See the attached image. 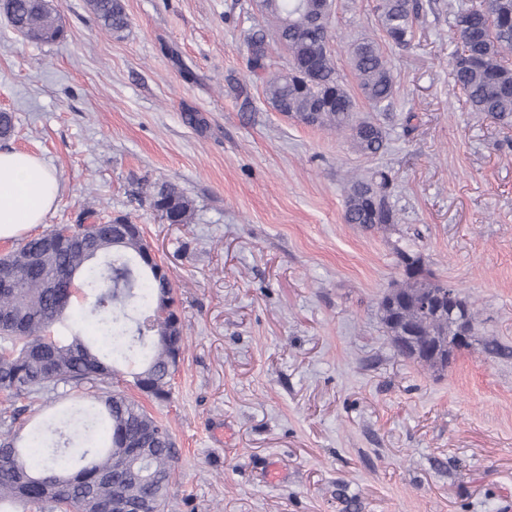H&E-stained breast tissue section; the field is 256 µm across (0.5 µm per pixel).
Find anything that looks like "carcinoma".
I'll return each mask as SVG.
<instances>
[{
  "instance_id": "obj_1",
  "label": "carcinoma",
  "mask_w": 512,
  "mask_h": 512,
  "mask_svg": "<svg viewBox=\"0 0 512 512\" xmlns=\"http://www.w3.org/2000/svg\"><path fill=\"white\" fill-rule=\"evenodd\" d=\"M6 19L23 37L55 43L64 32L49 0H7ZM100 27L119 35L128 27L122 0H87ZM323 0H261L260 15L288 54V67L270 71L264 29L246 39L250 69L278 112L336 132H346L358 152L374 156L387 145L385 130L364 118L336 69L329 48L330 18ZM378 23L389 43L408 47L416 35L415 0H379ZM456 26L466 49L452 53L451 76L474 112L512 125V0H495L492 15L475 0ZM360 94L377 112L396 94L381 46L364 39L351 51ZM389 176L353 182L344 212L347 224H396ZM149 207L172 224H189L191 201L172 183L142 192ZM58 228L35 235L6 256L15 285L0 288V512H112L133 503L140 512H162L176 475L179 452L168 427L123 390L104 391L90 404L58 409L33 422L24 436L25 401L59 397V387L84 392L108 379L132 378L142 395L170 400L174 374L186 349L175 293L162 265L151 257L142 230L122 240L118 227L88 224L73 233L86 243L50 248ZM399 278L383 292L381 320L394 354L443 371L453 353L478 343L495 358L512 348L475 333L472 302L428 268L412 273L406 260L422 259L397 248ZM78 284L93 301L78 307L63 285ZM465 334L469 342L457 344Z\"/></svg>"
}]
</instances>
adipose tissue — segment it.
I'll list each match as a JSON object with an SVG mask.
<instances>
[{
    "label": "adipose tissue",
    "mask_w": 512,
    "mask_h": 512,
    "mask_svg": "<svg viewBox=\"0 0 512 512\" xmlns=\"http://www.w3.org/2000/svg\"><path fill=\"white\" fill-rule=\"evenodd\" d=\"M59 194V179L41 158L0 151V240L20 237L44 223Z\"/></svg>",
    "instance_id": "adipose-tissue-1"
}]
</instances>
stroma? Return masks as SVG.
I'll list each match as a JSON object with an SVG mask.
<instances>
[{
    "mask_svg": "<svg viewBox=\"0 0 512 512\" xmlns=\"http://www.w3.org/2000/svg\"><path fill=\"white\" fill-rule=\"evenodd\" d=\"M469 0H418L380 114L387 151L276 112L243 43L252 0H123L104 33L86 0H52L41 44L0 16V150L40 156L84 211L141 225L178 293L187 348L169 402L145 407L181 451L164 512H512V358L459 353L434 373L395 357L378 303L395 249L477 300V333L512 347V127L451 78ZM377 0H336L330 42L350 93L352 43L383 40ZM390 171L399 224L343 221L349 178ZM178 185L191 223L145 204Z\"/></svg>",
    "mask_w": 512,
    "mask_h": 512,
    "instance_id": "obj_1",
    "label": "stroma"
}]
</instances>
